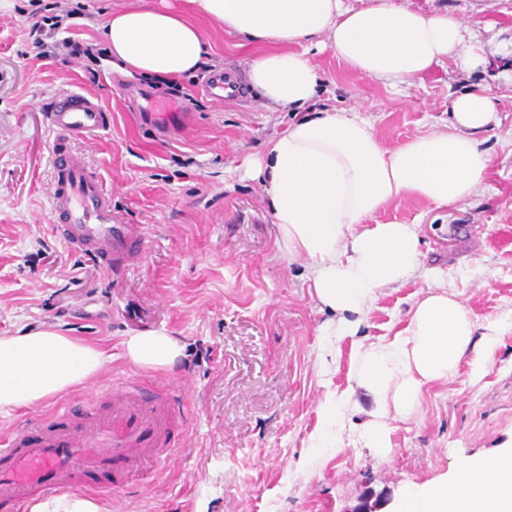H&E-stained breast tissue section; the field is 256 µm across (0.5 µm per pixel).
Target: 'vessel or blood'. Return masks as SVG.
Masks as SVG:
<instances>
[{"mask_svg":"<svg viewBox=\"0 0 512 512\" xmlns=\"http://www.w3.org/2000/svg\"><path fill=\"white\" fill-rule=\"evenodd\" d=\"M47 120L59 134L50 155L54 232L114 268L140 262L143 232L115 215L111 189L71 146L107 130L105 107L66 90L52 100ZM183 408L175 388L136 383L57 405L14 430L0 448V512H20L48 493L122 488L144 466L182 447Z\"/></svg>","mask_w":512,"mask_h":512,"instance_id":"obj_1","label":"vessel or blood"}]
</instances>
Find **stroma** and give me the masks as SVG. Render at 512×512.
I'll return each instance as SVG.
<instances>
[{"mask_svg": "<svg viewBox=\"0 0 512 512\" xmlns=\"http://www.w3.org/2000/svg\"><path fill=\"white\" fill-rule=\"evenodd\" d=\"M139 0H70V36L102 45L104 20ZM451 8L488 60L485 71L435 67L393 89L347 72L330 51L314 54L322 78L316 109L346 110L372 123L384 146L448 126L450 95L491 87L498 121L486 133L491 165L475 197L433 208L390 204L373 223L419 227L423 270L387 289L358 335L324 361L320 328L333 317L316 300L308 264L278 240L255 161L295 116L252 93L216 101L201 86L214 73L245 79L260 49L236 46L223 28L199 20L212 46L198 72L155 81L116 77L97 62L27 54L29 0L0 9V334L56 328L97 345L108 360L77 399L121 382L167 384L185 394L183 448L117 491L99 494L108 512H354L366 490L386 494L381 512L426 484L452 478L463 459L512 448V334L503 336L480 378L469 367L423 390L411 419L391 421L388 456L360 443L362 408L345 418V448L309 468V438L321 402L340 396L355 371L353 350L404 329L438 268L477 324L512 311V0H414ZM73 89L102 100L109 128L77 139L112 190V208L141 228L142 261L120 271L63 244L49 214V102ZM195 105L185 106L184 94ZM163 331L185 346L171 369L133 364L124 340Z\"/></svg>", "mask_w": 512, "mask_h": 512, "instance_id": "1", "label": "stroma"}]
</instances>
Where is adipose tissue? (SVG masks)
<instances>
[{"label":"adipose tissue","instance_id":"adipose-tissue-1","mask_svg":"<svg viewBox=\"0 0 512 512\" xmlns=\"http://www.w3.org/2000/svg\"><path fill=\"white\" fill-rule=\"evenodd\" d=\"M189 2L188 15L149 5L113 12L101 27L112 67L130 78L197 71L211 51L201 18L263 46L248 65L249 89L264 104L298 115L259 166L264 194L289 254L308 260L316 299L339 315L321 330L326 352H333L337 341L356 335L383 291L420 265L417 225L376 224L373 216L403 198L441 209L478 195L491 163L485 135L497 120V97L488 86L449 97L448 129L388 148L359 116L311 112L321 83L311 48L331 51L350 72L394 89L448 63L478 71L487 58L454 11H426L412 0ZM508 332L512 313L480 334L454 292L428 291L402 331L356 346L353 389L320 405L311 447L341 448L344 414L359 391L370 402L363 437L388 455L390 417L410 418L424 386L454 379L462 362L483 372ZM125 350L134 364L155 369L173 367L183 355L175 337L156 331L129 336ZM106 359L99 347L52 328L0 336V414L82 384ZM400 512H512V450L464 461L452 481L410 493Z\"/></svg>","mask_w":512,"mask_h":512}]
</instances>
